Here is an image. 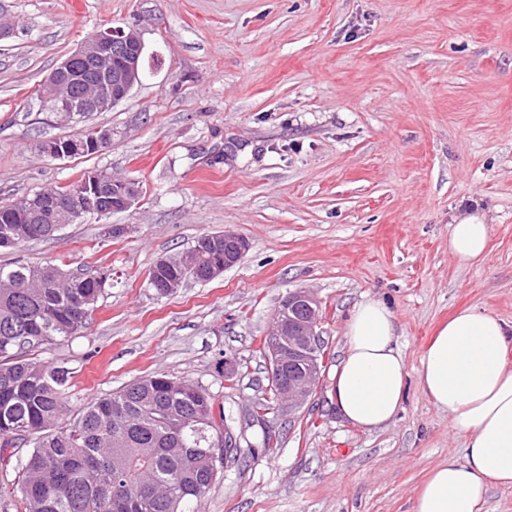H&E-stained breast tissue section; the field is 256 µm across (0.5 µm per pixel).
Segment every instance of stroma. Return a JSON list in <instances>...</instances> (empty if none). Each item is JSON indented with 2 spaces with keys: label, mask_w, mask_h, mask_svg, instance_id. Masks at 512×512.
I'll use <instances>...</instances> for the list:
<instances>
[{
  "label": "stroma",
  "mask_w": 512,
  "mask_h": 512,
  "mask_svg": "<svg viewBox=\"0 0 512 512\" xmlns=\"http://www.w3.org/2000/svg\"><path fill=\"white\" fill-rule=\"evenodd\" d=\"M0 205L104 169L145 196L108 221L0 250V264L112 272L76 337L36 351L73 369L69 409L133 380L209 388L252 455L226 462L197 512H412L441 461L464 454L415 372L435 329L466 307L512 324V0H0ZM136 26L140 84L109 112L61 120L36 92L103 25ZM111 129L112 146L54 160L41 143ZM480 201L484 259L459 266L448 216ZM125 226L104 236L105 223ZM244 237L240 261L161 296L149 272L205 234ZM321 302L325 368L302 406L268 395L260 347L287 292ZM385 300L410 374L401 407L366 431L341 419L332 377L344 325ZM236 363L234 383L225 361ZM280 435L261 453L265 429Z\"/></svg>",
  "instance_id": "1"
}]
</instances>
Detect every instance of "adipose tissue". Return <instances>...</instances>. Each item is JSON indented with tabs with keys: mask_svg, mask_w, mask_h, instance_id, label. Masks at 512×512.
Returning a JSON list of instances; mask_svg holds the SVG:
<instances>
[{
	"mask_svg": "<svg viewBox=\"0 0 512 512\" xmlns=\"http://www.w3.org/2000/svg\"><path fill=\"white\" fill-rule=\"evenodd\" d=\"M490 227L459 208L448 224V249L458 264L481 261ZM346 351L333 376L337 414L361 429L384 427L405 392L407 369L389 305L367 298L344 327ZM423 393L451 416L465 438L463 459L448 458L417 487L413 512H478L490 484L512 486V333L492 313L472 307L442 325L417 370Z\"/></svg>",
	"mask_w": 512,
	"mask_h": 512,
	"instance_id": "ef3b65f1",
	"label": "adipose tissue"
}]
</instances>
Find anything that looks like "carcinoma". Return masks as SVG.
Listing matches in <instances>:
<instances>
[{
	"instance_id": "cac0c4a2",
	"label": "carcinoma",
	"mask_w": 512,
	"mask_h": 512,
	"mask_svg": "<svg viewBox=\"0 0 512 512\" xmlns=\"http://www.w3.org/2000/svg\"><path fill=\"white\" fill-rule=\"evenodd\" d=\"M81 181L0 205V248L56 236L68 213L45 210L48 193L81 199ZM209 235L150 271L169 295L212 280ZM112 287V272L54 264L0 265V455L17 462L25 512H192L224 469L206 453L224 430L208 389L153 375L88 403L68 422L70 371L27 358L83 331Z\"/></svg>"
}]
</instances>
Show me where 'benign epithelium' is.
<instances>
[{
  "label": "benign epithelium",
  "instance_id": "1",
  "mask_svg": "<svg viewBox=\"0 0 512 512\" xmlns=\"http://www.w3.org/2000/svg\"><path fill=\"white\" fill-rule=\"evenodd\" d=\"M91 57L99 64L100 80L80 96L74 103L71 94L55 97L52 111L69 118L75 112H103L112 109L125 99L140 82L144 57V44L134 29L108 27L98 31L93 40L82 43L69 57L61 60L48 75L43 87L59 88L72 86L80 81L73 67L76 59ZM112 147V132L100 129L91 138L81 142L80 148L87 154H96ZM110 181L100 172L86 176L83 197L103 211L128 209L138 203L134 196L112 199L108 188ZM224 238V267L233 266L247 248L240 235L226 231ZM321 302L308 289H297L288 293L270 318L267 336L268 348L263 356L268 362L270 377L277 378L274 390L275 405L280 408L302 406L317 390L321 380L322 364L316 357L321 348L320 333ZM305 364L296 378L288 377V368L294 364ZM236 439L216 435L208 453L218 459L226 448H237Z\"/></svg>",
  "mask_w": 512,
  "mask_h": 512
}]
</instances>
